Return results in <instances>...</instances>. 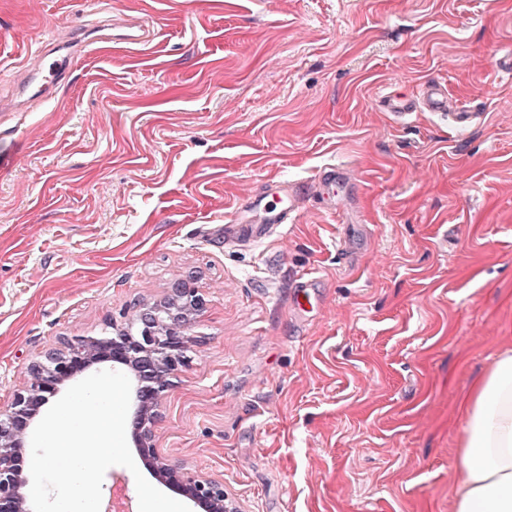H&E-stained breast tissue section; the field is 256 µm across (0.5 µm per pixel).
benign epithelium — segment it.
Segmentation results:
<instances>
[{
  "mask_svg": "<svg viewBox=\"0 0 512 512\" xmlns=\"http://www.w3.org/2000/svg\"><path fill=\"white\" fill-rule=\"evenodd\" d=\"M203 304L193 282L182 280L162 300L141 307L123 326H111L109 335L67 340L30 365L29 385L0 410V512H33L25 476L27 435L44 406L66 385L100 365L132 373L136 381L130 415L134 447L152 463L158 480L204 512H242L239 501L224 488V480L203 477L170 462L155 443L159 403L172 379L191 361L188 330Z\"/></svg>",
  "mask_w": 512,
  "mask_h": 512,
  "instance_id": "1",
  "label": "benign epithelium"
}]
</instances>
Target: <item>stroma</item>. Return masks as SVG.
Here are the masks:
<instances>
[{
    "label": "stroma",
    "mask_w": 512,
    "mask_h": 512,
    "mask_svg": "<svg viewBox=\"0 0 512 512\" xmlns=\"http://www.w3.org/2000/svg\"><path fill=\"white\" fill-rule=\"evenodd\" d=\"M113 2L155 41L0 112V408L47 349L192 275L205 306L162 455L246 512H453L457 406L512 349V0ZM95 21L84 0H0V97ZM430 79L483 116L459 134L380 109ZM330 164L357 177L350 217L313 198L262 241L207 239L243 196Z\"/></svg>",
    "instance_id": "obj_1"
}]
</instances>
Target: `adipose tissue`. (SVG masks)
Listing matches in <instances>:
<instances>
[{
    "instance_id": "adipose-tissue-1",
    "label": "adipose tissue",
    "mask_w": 512,
    "mask_h": 512,
    "mask_svg": "<svg viewBox=\"0 0 512 512\" xmlns=\"http://www.w3.org/2000/svg\"><path fill=\"white\" fill-rule=\"evenodd\" d=\"M461 413L454 512H512V349L473 383Z\"/></svg>"
}]
</instances>
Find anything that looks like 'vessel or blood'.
I'll return each mask as SVG.
<instances>
[{
	"mask_svg": "<svg viewBox=\"0 0 512 512\" xmlns=\"http://www.w3.org/2000/svg\"><path fill=\"white\" fill-rule=\"evenodd\" d=\"M154 37L153 24L140 17L128 20L116 34L109 32L94 35L83 30L76 31L72 39L73 46L67 50L59 44L45 45L16 73V110H25L30 101L49 96L53 89L68 82L78 63L79 52L88 48L96 52L111 48L131 50L150 43ZM378 103L397 119L410 117L419 107L429 112L452 113L456 130L460 133L467 131L477 118L473 112H453L448 88L437 80L425 81L419 89L418 98L402 99L385 93L380 96ZM350 178L351 174L346 169L329 165L320 171L314 188L323 191L343 185ZM311 189L290 182L276 183L272 187L277 196L276 203L267 202L262 193L249 195L225 215L224 221L228 224H246L252 216H259L262 226L254 230L253 236L262 238L265 225L287 223L290 215L309 196Z\"/></svg>",
	"mask_w": 512,
	"mask_h": 512,
	"instance_id": "b4317fda",
	"label": "vessel or blood"
}]
</instances>
